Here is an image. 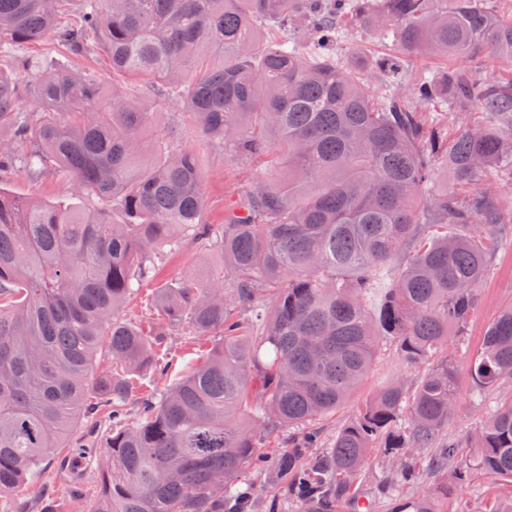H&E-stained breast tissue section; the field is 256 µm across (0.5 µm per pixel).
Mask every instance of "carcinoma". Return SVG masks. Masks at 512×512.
<instances>
[{
    "label": "carcinoma",
    "mask_w": 512,
    "mask_h": 512,
    "mask_svg": "<svg viewBox=\"0 0 512 512\" xmlns=\"http://www.w3.org/2000/svg\"><path fill=\"white\" fill-rule=\"evenodd\" d=\"M64 2L0 0V182L22 166L95 199L34 203L0 186V502L109 404L87 512H224L260 441L287 428L304 433L278 469L309 512H332L379 439L400 460L383 490L413 481L407 450L429 447L460 398L444 350L465 336L499 226L512 223L503 194L483 187L493 177L512 189V79L470 66L483 54L512 69V16L496 0H81L80 22L62 25ZM344 18L402 51L365 64L334 52ZM93 35L112 76L161 84L205 136L272 157L288 179L260 184L246 216L215 230L192 152L165 134L139 160L153 104L60 61L4 56L45 36L78 55ZM421 51L448 65L413 71ZM450 108L483 125L448 140ZM189 237L218 247L223 266L158 283L162 258ZM148 287L161 331L120 316ZM183 328L217 342L129 413L136 380L167 373L157 349ZM384 341L402 364L431 368L410 386L381 384L321 447L307 425L349 399ZM102 353L112 366L98 373ZM468 376L478 391L512 378L511 307ZM477 438L473 460L451 443L426 467L512 479V396ZM310 448L320 452L302 461ZM446 498L427 491L405 509L442 512Z\"/></svg>",
    "instance_id": "cac0c4a2"
}]
</instances>
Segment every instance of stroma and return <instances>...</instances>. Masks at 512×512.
<instances>
[{
    "label": "stroma",
    "mask_w": 512,
    "mask_h": 512,
    "mask_svg": "<svg viewBox=\"0 0 512 512\" xmlns=\"http://www.w3.org/2000/svg\"><path fill=\"white\" fill-rule=\"evenodd\" d=\"M15 54L39 60L60 59L71 69L93 72L104 85L112 83V68L106 55L98 50L81 56L67 55L55 41L44 38L14 48ZM131 89L157 105L158 126L174 129L175 147L193 152L203 174L206 209L204 220L213 227H221L230 204L244 203L252 189L271 178L273 169L261 159H249L226 151L223 145L210 142L201 133L194 118L184 113L180 103L168 97L162 86L146 80L134 79ZM13 194L41 202L66 201L78 206H92L91 196L72 185L45 175L32 177L19 170L5 183ZM220 250L198 241H184L181 248L168 254L159 269L160 280L183 276L206 278L217 266L222 265ZM512 307V224L500 236L486 278L480 286V304L475 311L464 341L448 348V353L463 380L460 385L458 410L443 429L442 440H461L475 432L499 400L501 393L512 394V380L504 382L501 391L486 392L483 400H475L474 388L465 374L472 356L478 350L488 325L504 309ZM214 339L181 331L167 339L160 354L167 359L171 369L167 376L146 371L137 382L136 392L143 395L162 387L166 379L176 378L185 368L196 364L201 354L209 349ZM421 374L420 369L402 365L393 347H384L372 370L348 401L336 413L322 420L326 438H333L346 424L358 407L373 395L385 377L412 382ZM104 427H92L90 422H80L67 447L56 449L53 457L40 470L28 477L18 498L26 512H86L88 498L95 486V473L89 461L100 450ZM396 466L394 457L376 455L372 465L363 472L354 489L361 498L374 501L372 512H396L402 504L422 490L448 489V512H482L486 501L512 497V481L479 477L471 482H461L453 476L421 469L414 484L403 486L396 496L382 498L378 495L380 480L391 474ZM82 488V499H74L73 488ZM240 489L248 495L247 512H308L300 502L290 500L282 482L274 473L273 463L247 468L241 476Z\"/></svg>",
    "instance_id": "obj_1"
}]
</instances>
